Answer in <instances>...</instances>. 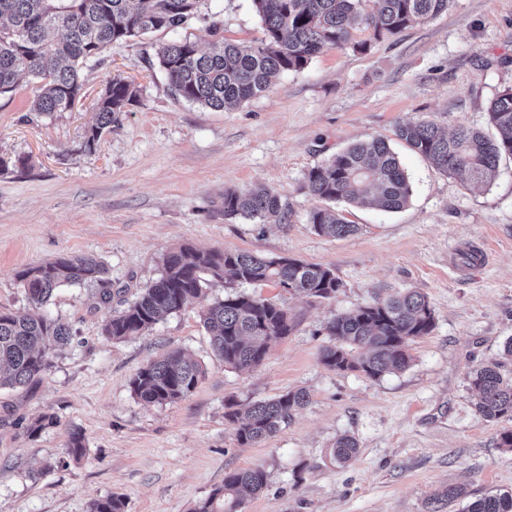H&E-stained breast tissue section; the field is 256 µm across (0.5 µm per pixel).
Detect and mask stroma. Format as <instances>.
<instances>
[{
	"mask_svg": "<svg viewBox=\"0 0 512 512\" xmlns=\"http://www.w3.org/2000/svg\"><path fill=\"white\" fill-rule=\"evenodd\" d=\"M215 13L220 36L263 39L251 0H205L184 28L113 44L86 69L79 111L32 112L36 85L26 79L0 96V156L12 162L0 170V311L31 309L20 270L68 256L101 261L113 287L134 299L160 277L162 255L183 244L297 258L330 268L342 286L329 301L257 286L296 325L244 371L214 357L199 301L115 342L102 334L112 305L92 306L84 288L56 289L46 311L69 324L71 344L37 382L0 389V512H89L93 500L113 495L126 512H193L225 472L256 466L267 486L243 512H426L451 484L467 492L452 512H465L483 496L512 492V452L499 446L512 423L484 418L468 382L481 363L512 372L504 352L512 340V159L466 187L394 140L408 119L446 132L487 128L489 102L512 86V0H451L367 52L327 50L223 111L171 96L157 58L175 40L207 44ZM117 75L137 101L86 152L91 105ZM377 137L392 141L410 177L407 207L345 204L358 233H316L308 218L320 202L305 187L307 172ZM19 157L25 167H15ZM257 185L279 194L283 222L225 218V189ZM471 250L482 252V268L462 263ZM408 289L427 296L435 327L412 344L406 370L372 379L321 363L334 315ZM178 349L205 369L197 388L163 406L136 399L134 375ZM297 389L308 393L306 406L262 443L238 445L226 399ZM46 414L57 424L29 434L27 424ZM75 431L86 449L78 460L69 452ZM343 435L358 443L347 463L332 456Z\"/></svg>",
	"mask_w": 512,
	"mask_h": 512,
	"instance_id": "obj_1",
	"label": "stroma"
}]
</instances>
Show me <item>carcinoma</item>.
Instances as JSON below:
<instances>
[{
  "instance_id": "1",
  "label": "carcinoma",
  "mask_w": 512,
  "mask_h": 512,
  "mask_svg": "<svg viewBox=\"0 0 512 512\" xmlns=\"http://www.w3.org/2000/svg\"><path fill=\"white\" fill-rule=\"evenodd\" d=\"M202 0H0V96L12 93L23 75L37 84L31 111L51 115L72 112L83 98V71L100 61L114 42L152 31H174L197 13ZM265 37L252 44L217 37L218 22L209 27L213 40L205 50L188 40L172 41L158 52L170 93L213 110L238 105L264 94L271 78L300 71L323 51L350 44L364 52L371 43L354 33L390 38L448 8L449 0H251ZM137 91L121 77L112 78L92 105V123L83 136L84 150H97L105 133L121 124ZM496 130L460 126L443 133L429 121L406 120L395 135L437 169L465 185L486 181L504 157L512 158V87L499 92L488 107ZM311 195L328 202L362 207L374 204L395 212L411 197V184L397 155L383 139L357 143L335 154L306 175ZM243 217L263 223L282 220L278 193L267 188L224 191V218ZM309 223L320 234L347 237L358 231L338 212L317 208ZM161 276L106 318L103 333L121 341L148 333L164 316L192 299L206 301L205 276L233 287L271 284L295 294L329 300L339 279L331 269L286 256L261 257L249 252H217L181 245L161 258ZM18 278L34 312L0 313V388L33 383L49 370L51 354L68 345L72 330L59 317L42 311L62 286H94V303L112 302V281L104 266L89 257H60L29 266ZM214 356L233 370L259 366L273 341L289 335L294 317L266 300L232 290L206 301L201 314ZM435 324L427 297L416 291L390 296L327 325L331 344L320 355L337 372L359 371L372 379L405 370L410 347ZM203 365L181 351H170L141 369L130 381L132 393L145 403L163 406L192 393ZM479 397L478 411L488 420H512V376L499 364L483 365L469 375ZM304 390L245 406L224 403V418L235 426L237 443L251 446L271 437L294 412L306 405ZM358 444L349 436L336 439L333 455L340 462L356 457ZM266 471L257 466L224 473V485L201 500L195 512H241L246 497L261 493ZM464 497L450 485L427 503V512H444ZM90 512H125L119 496L96 499ZM466 512H512V494L487 495Z\"/></svg>"
}]
</instances>
